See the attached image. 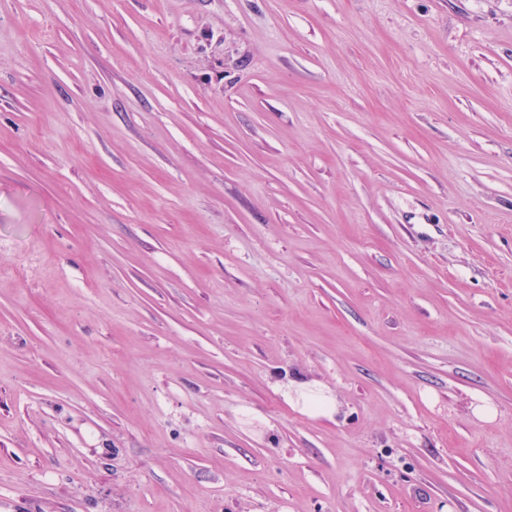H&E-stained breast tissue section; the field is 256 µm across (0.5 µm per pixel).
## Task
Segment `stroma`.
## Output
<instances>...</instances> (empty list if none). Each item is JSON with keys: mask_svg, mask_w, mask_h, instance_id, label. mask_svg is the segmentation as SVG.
<instances>
[{"mask_svg": "<svg viewBox=\"0 0 512 512\" xmlns=\"http://www.w3.org/2000/svg\"><path fill=\"white\" fill-rule=\"evenodd\" d=\"M0 512H512V0H0Z\"/></svg>", "mask_w": 512, "mask_h": 512, "instance_id": "1", "label": "stroma"}]
</instances>
